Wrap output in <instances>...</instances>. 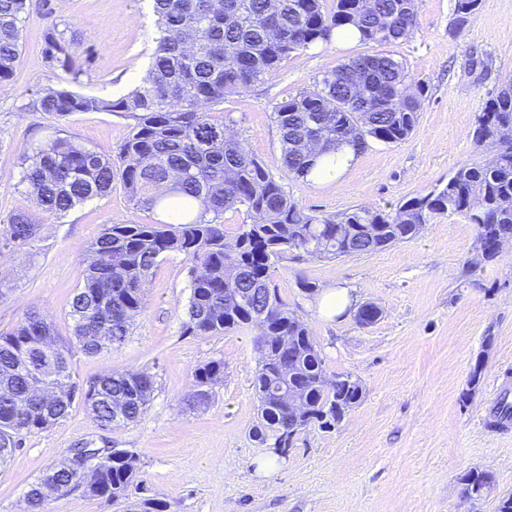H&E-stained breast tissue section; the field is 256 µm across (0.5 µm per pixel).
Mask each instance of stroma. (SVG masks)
I'll return each instance as SVG.
<instances>
[{
    "instance_id": "1",
    "label": "stroma",
    "mask_w": 512,
    "mask_h": 512,
    "mask_svg": "<svg viewBox=\"0 0 512 512\" xmlns=\"http://www.w3.org/2000/svg\"><path fill=\"white\" fill-rule=\"evenodd\" d=\"M416 4L409 37L380 47L427 88L413 133L398 144H371L335 179H286L290 196L306 210L340 214L369 205L390 211L445 185L461 165L490 156V146L477 145L472 130L486 101L512 75V0H482L461 28L454 0ZM51 17L74 26L81 47L95 50L79 86L89 96L116 99L133 89L157 35L151 0H34L14 75L0 84V224L25 203L18 161L33 145L60 127L76 144L109 156L133 124L113 112H80L59 125L33 110L43 89L59 82L42 56ZM368 51L354 40L290 55L271 79L228 96L215 117L232 120L255 156L273 160L279 153L274 104ZM156 219L136 208L118 183L64 217L43 218L35 249L0 252V334L36 308L61 337L71 336L69 306L91 243L107 225ZM189 268L177 253L160 260L126 340L73 358L74 378L83 386L113 371L153 374L146 412L106 432L77 403L58 423L25 436L0 465V512H29L30 485L74 444L100 438L138 454L132 497L163 501L166 512H496L499 495L512 492V424L502 428L489 418L495 397L512 395V244L484 260L474 225L452 215L425 225L412 241L368 255L279 263L273 283L310 325L327 373L352 375L363 388L361 401L335 428L305 430L284 457L250 436L257 420V330L184 333ZM303 279L319 292L346 289L349 307L319 315L317 294L302 292ZM364 304L380 311L369 325L354 317ZM217 359L224 362L223 377L208 404L193 405L196 369ZM477 367L481 378L473 386ZM266 457L276 459L275 471L260 470ZM472 470L489 471L495 485L488 496L466 501L460 479Z\"/></svg>"
}]
</instances>
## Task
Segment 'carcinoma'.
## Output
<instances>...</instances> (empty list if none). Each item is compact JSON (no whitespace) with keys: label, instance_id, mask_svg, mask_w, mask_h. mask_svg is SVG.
Wrapping results in <instances>:
<instances>
[{"label":"carcinoma","instance_id":"1","mask_svg":"<svg viewBox=\"0 0 512 512\" xmlns=\"http://www.w3.org/2000/svg\"><path fill=\"white\" fill-rule=\"evenodd\" d=\"M160 37L152 62L135 89L118 99L87 96L75 89L94 50L76 53L77 32L50 21L43 33V57L50 74L65 78L49 88L33 109L67 121L78 112H120L133 120L130 135L111 157L78 146L59 134L23 155L19 185L36 207H21L0 227V236L18 248L35 247L42 217L61 218L121 183L134 206L158 211L155 224H110L82 260V280L68 315L72 336L63 340L53 322L31 311L0 335V464L22 446L25 436L66 417L76 400L104 430L138 420L155 390L145 370L115 371L82 387L74 381L76 352L97 354L120 344L144 308V288L161 258L179 253L199 273L191 274L184 332L217 336L240 328L258 330L266 346L253 381L258 417L251 434L279 446L311 426L329 429L360 401L362 387L351 375L324 386L325 361L307 323L288 308L272 284L276 264L293 254L331 260L368 254L416 238L443 215H460L476 226L485 259L512 242V77L478 115L475 142L493 147L479 164L463 165L444 186L415 196L395 211L358 206L341 214L316 215L291 199L274 170L312 181L347 145L358 156L372 143L395 144L413 132L426 98L424 85L408 81L403 62L373 51L343 62L313 85L273 107L280 133L273 164L255 157L240 138L226 133L211 109L278 72L293 53L336 40L351 27L365 44L407 38L416 26V0H152ZM482 0H455L457 27L480 10ZM30 0H0V83L11 78L20 55V34ZM358 75L365 96L353 94ZM183 200L173 212L169 199ZM199 210H194V206ZM244 212L234 242L224 237V212ZM250 295L247 304L237 298ZM292 340L293 359L281 349ZM224 374L212 360L195 371L199 388ZM287 388L302 399L300 417L281 399L267 397ZM63 493L118 501L128 497L139 474V457L128 449L86 474L68 458L49 467ZM463 488L486 494L493 481L471 471Z\"/></svg>","mask_w":512,"mask_h":512}]
</instances>
